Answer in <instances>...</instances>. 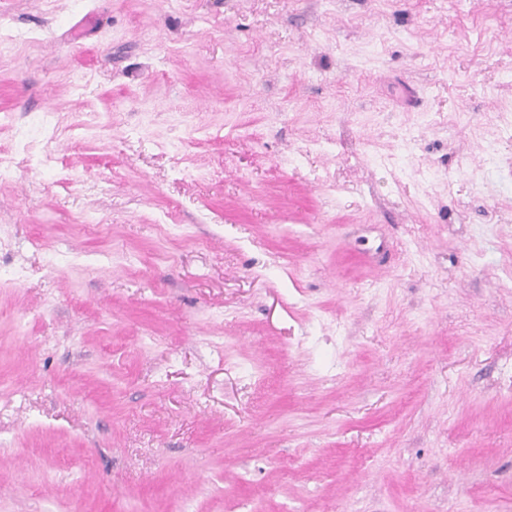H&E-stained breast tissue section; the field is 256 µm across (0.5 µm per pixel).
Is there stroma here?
<instances>
[{
    "label": "stroma",
    "instance_id": "stroma-1",
    "mask_svg": "<svg viewBox=\"0 0 512 512\" xmlns=\"http://www.w3.org/2000/svg\"><path fill=\"white\" fill-rule=\"evenodd\" d=\"M0 512H512V0H0Z\"/></svg>",
    "mask_w": 512,
    "mask_h": 512
}]
</instances>
